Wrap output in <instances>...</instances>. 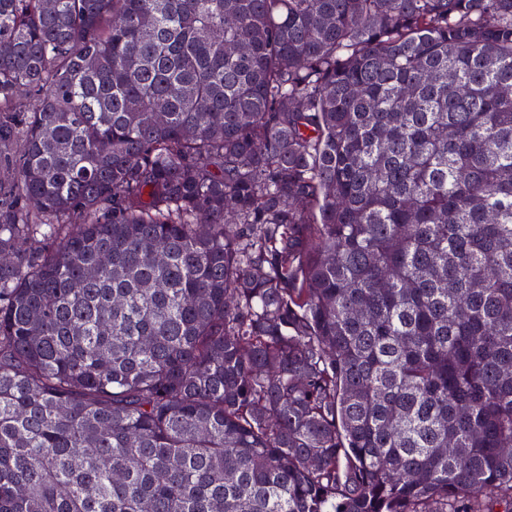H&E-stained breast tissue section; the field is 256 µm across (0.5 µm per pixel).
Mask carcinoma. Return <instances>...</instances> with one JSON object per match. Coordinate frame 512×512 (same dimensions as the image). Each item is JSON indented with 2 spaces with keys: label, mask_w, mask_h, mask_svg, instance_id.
I'll return each instance as SVG.
<instances>
[{
  "label": "carcinoma",
  "mask_w": 512,
  "mask_h": 512,
  "mask_svg": "<svg viewBox=\"0 0 512 512\" xmlns=\"http://www.w3.org/2000/svg\"><path fill=\"white\" fill-rule=\"evenodd\" d=\"M2 44L0 512H512V0Z\"/></svg>",
  "instance_id": "1"
}]
</instances>
